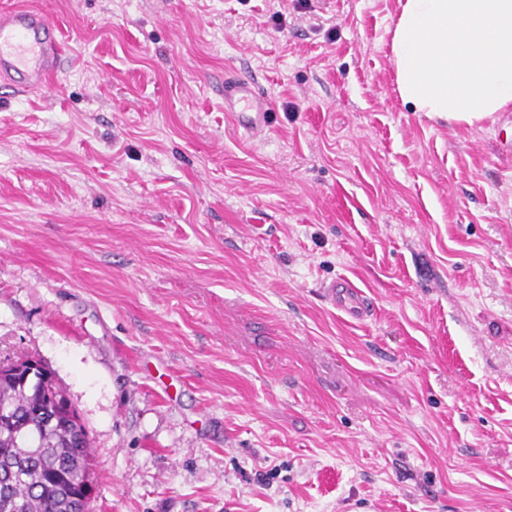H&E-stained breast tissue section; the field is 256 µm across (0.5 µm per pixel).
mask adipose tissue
Instances as JSON below:
<instances>
[{
    "mask_svg": "<svg viewBox=\"0 0 512 512\" xmlns=\"http://www.w3.org/2000/svg\"><path fill=\"white\" fill-rule=\"evenodd\" d=\"M391 52L416 111L471 127L512 108V0H399Z\"/></svg>",
    "mask_w": 512,
    "mask_h": 512,
    "instance_id": "1",
    "label": "adipose tissue"
}]
</instances>
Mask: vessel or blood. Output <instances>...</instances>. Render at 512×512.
<instances>
[{"label":"vessel or blood","mask_w":512,"mask_h":512,"mask_svg":"<svg viewBox=\"0 0 512 512\" xmlns=\"http://www.w3.org/2000/svg\"><path fill=\"white\" fill-rule=\"evenodd\" d=\"M61 42L59 29L41 9H7L0 12V78L16 85L18 91L40 89L58 68ZM262 94L253 84L234 77L224 80V102H260ZM235 129L249 137L264 136L271 123L265 112H235ZM336 309L361 319L367 310L364 292L350 280L338 278L326 287Z\"/></svg>","instance_id":"obj_1"}]
</instances>
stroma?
<instances>
[{
    "label": "stroma",
    "instance_id": "35a3bbf8",
    "mask_svg": "<svg viewBox=\"0 0 512 512\" xmlns=\"http://www.w3.org/2000/svg\"><path fill=\"white\" fill-rule=\"evenodd\" d=\"M17 6L66 67L0 81V361L77 410L89 512H512V112L405 103L398 0ZM263 96L259 90H256L253 83L245 82L236 77H224V103L233 105L236 101L260 102ZM233 126L249 138L264 136L271 126L269 112H230ZM325 288L327 297L336 309L356 319L364 318L367 310L365 294L350 280L337 278Z\"/></svg>",
    "mask_w": 512,
    "mask_h": 512
}]
</instances>
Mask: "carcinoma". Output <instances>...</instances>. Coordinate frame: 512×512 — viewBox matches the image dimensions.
Listing matches in <instances>:
<instances>
[{
    "label": "carcinoma",
    "mask_w": 512,
    "mask_h": 512,
    "mask_svg": "<svg viewBox=\"0 0 512 512\" xmlns=\"http://www.w3.org/2000/svg\"><path fill=\"white\" fill-rule=\"evenodd\" d=\"M1 405L12 422L0 429V512H88L92 449L54 372L28 381L1 375Z\"/></svg>",
    "instance_id": "obj_1"
}]
</instances>
